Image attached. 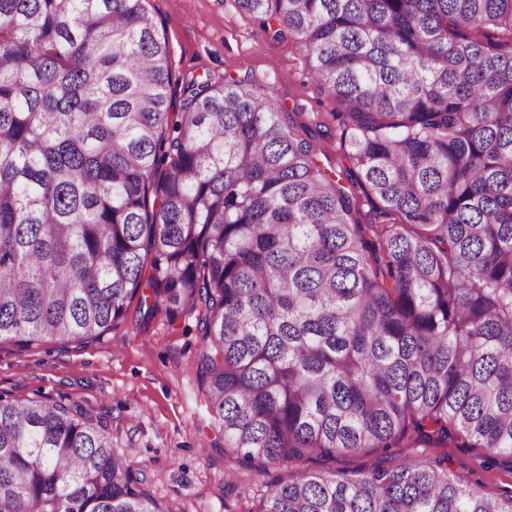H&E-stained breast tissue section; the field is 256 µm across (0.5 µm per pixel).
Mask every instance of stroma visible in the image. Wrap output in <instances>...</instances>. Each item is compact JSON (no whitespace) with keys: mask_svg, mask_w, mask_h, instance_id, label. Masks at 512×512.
Returning <instances> with one entry per match:
<instances>
[{"mask_svg":"<svg viewBox=\"0 0 512 512\" xmlns=\"http://www.w3.org/2000/svg\"><path fill=\"white\" fill-rule=\"evenodd\" d=\"M146 7L165 31L174 82L249 80L305 127L320 167L350 168L338 106L308 82L304 53L289 35L273 36L235 0H148ZM201 345L196 316L172 321L159 313L144 322L132 303L118 328L85 345L1 344L0 395L89 408L165 512H249L267 476L219 445L197 375ZM447 453L449 469L480 481L485 493L512 489V458L453 440Z\"/></svg>","mask_w":512,"mask_h":512,"instance_id":"35a3bbf8","label":"stroma"}]
</instances>
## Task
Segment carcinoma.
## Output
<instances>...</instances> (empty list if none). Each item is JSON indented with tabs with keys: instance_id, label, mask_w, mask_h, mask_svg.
I'll return each mask as SVG.
<instances>
[{
	"instance_id": "cac0c4a2",
	"label": "carcinoma",
	"mask_w": 512,
	"mask_h": 512,
	"mask_svg": "<svg viewBox=\"0 0 512 512\" xmlns=\"http://www.w3.org/2000/svg\"><path fill=\"white\" fill-rule=\"evenodd\" d=\"M148 0H0V344L198 313L224 454L512 458V0H235L342 107L357 199L248 81L174 99ZM0 512H163L81 404L0 396ZM248 512H512L448 455L267 482ZM353 190L355 191V195L359 200L360 213L357 215V217L363 224H382L395 218L394 216H381L378 214V212L376 214V211H378V206L380 205L379 201L376 198L369 199L359 185H356ZM390 222H392V220Z\"/></svg>"
}]
</instances>
